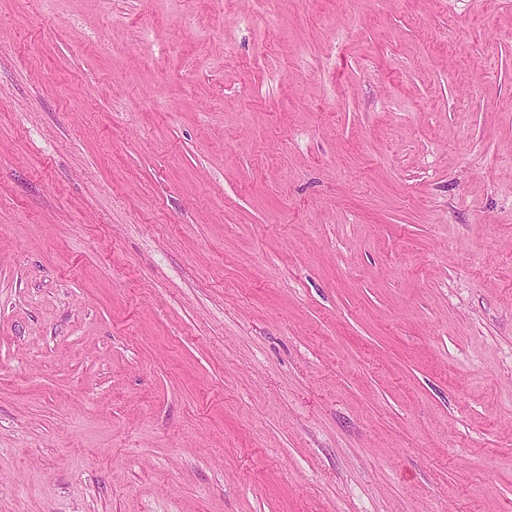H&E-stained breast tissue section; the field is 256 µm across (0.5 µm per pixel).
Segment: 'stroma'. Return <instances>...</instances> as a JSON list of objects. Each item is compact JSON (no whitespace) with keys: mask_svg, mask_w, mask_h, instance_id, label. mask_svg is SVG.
I'll list each match as a JSON object with an SVG mask.
<instances>
[{"mask_svg":"<svg viewBox=\"0 0 512 512\" xmlns=\"http://www.w3.org/2000/svg\"><path fill=\"white\" fill-rule=\"evenodd\" d=\"M0 512H512V0H0Z\"/></svg>","mask_w":512,"mask_h":512,"instance_id":"obj_1","label":"stroma"}]
</instances>
